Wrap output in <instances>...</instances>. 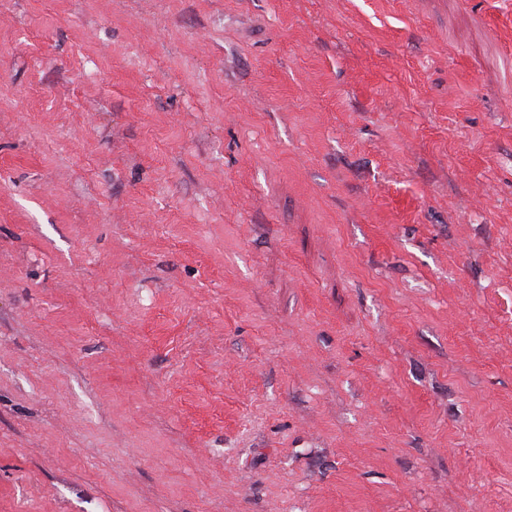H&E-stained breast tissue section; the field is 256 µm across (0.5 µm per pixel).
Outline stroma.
<instances>
[{"mask_svg":"<svg viewBox=\"0 0 512 512\" xmlns=\"http://www.w3.org/2000/svg\"><path fill=\"white\" fill-rule=\"evenodd\" d=\"M0 512H512V0H0Z\"/></svg>","mask_w":512,"mask_h":512,"instance_id":"stroma-1","label":"stroma"}]
</instances>
